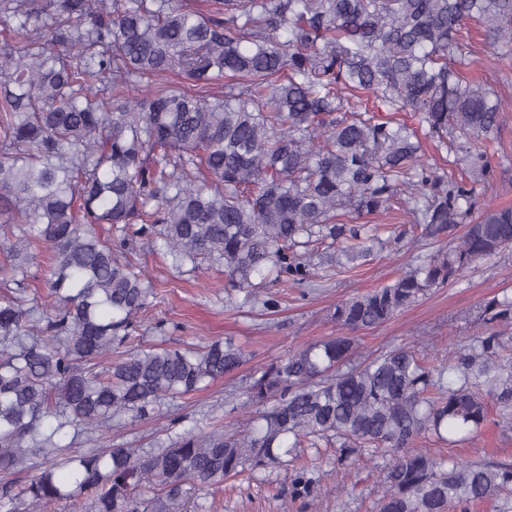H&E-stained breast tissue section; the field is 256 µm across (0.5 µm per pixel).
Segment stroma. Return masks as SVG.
Returning <instances> with one entry per match:
<instances>
[{"label": "stroma", "instance_id": "35a3bbf8", "mask_svg": "<svg viewBox=\"0 0 512 512\" xmlns=\"http://www.w3.org/2000/svg\"><path fill=\"white\" fill-rule=\"evenodd\" d=\"M477 64L471 74L488 81L500 102L501 128L487 144V157L495 171L491 185L477 184L473 215L490 206H512V54H496L482 42L474 44ZM362 223L380 225L382 246L370 260L354 269L317 280L313 292L277 284L269 286L277 302L275 311L244 304L243 295L229 291L223 268L197 273L173 268L166 257L137 246L130 260L146 267L158 292L153 305L138 320V334L145 343L167 339L176 344H199L214 338H233L249 354V361L235 374L207 389L169 402L171 415L203 421H223L244 428L248 417L231 405L251 374L303 344L337 333L332 319L336 303L386 284L412 263H418L445 246L456 244L464 224L449 225L439 236H422L405 204H392L384 212L365 215ZM512 295V248L476 260L470 268L434 289L410 307L397 312L383 325L358 338L353 357L362 359L410 343L424 348L430 364L463 352L471 340L494 331L512 336V320H488L484 309L493 297ZM165 332H158L157 322ZM414 449L460 461L512 464V428L489 426L474 438L448 446L431 437L415 441ZM300 465L325 491L313 497L296 496V468H276L243 473L210 490L201 502L205 512H377L384 491L383 458L305 453ZM299 465V466H300Z\"/></svg>", "mask_w": 512, "mask_h": 512}]
</instances>
